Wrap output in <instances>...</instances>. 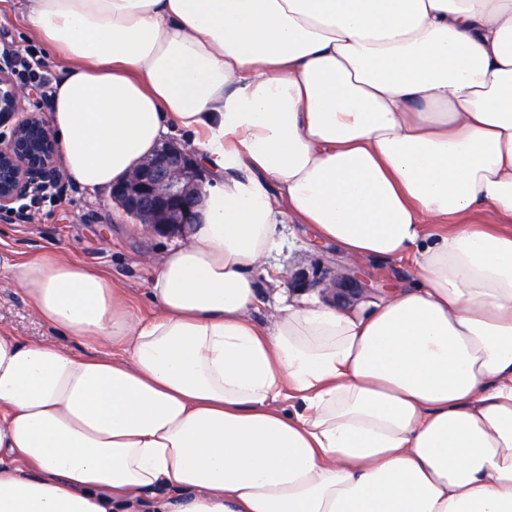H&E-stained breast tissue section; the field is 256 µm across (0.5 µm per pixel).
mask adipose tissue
Wrapping results in <instances>:
<instances>
[{
    "label": "adipose tissue",
    "mask_w": 512,
    "mask_h": 512,
    "mask_svg": "<svg viewBox=\"0 0 512 512\" xmlns=\"http://www.w3.org/2000/svg\"><path fill=\"white\" fill-rule=\"evenodd\" d=\"M11 2L63 64L81 188L173 124L212 186L149 320L55 246L0 247V281L107 349L0 330V512H512V229L468 221L512 218V0ZM294 222L415 279L256 322Z\"/></svg>",
    "instance_id": "adipose-tissue-1"
}]
</instances>
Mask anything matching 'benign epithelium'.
<instances>
[{
  "mask_svg": "<svg viewBox=\"0 0 512 512\" xmlns=\"http://www.w3.org/2000/svg\"><path fill=\"white\" fill-rule=\"evenodd\" d=\"M14 51H0V216L13 205L60 178L59 144L43 113L30 110L16 91L11 62ZM205 178L191 150L164 142L124 182L112 199L130 217L164 235L181 234L201 219ZM325 286L336 297L372 293L375 288L357 271L315 270L294 275L292 287Z\"/></svg>",
  "mask_w": 512,
  "mask_h": 512,
  "instance_id": "obj_1",
  "label": "benign epithelium"
}]
</instances>
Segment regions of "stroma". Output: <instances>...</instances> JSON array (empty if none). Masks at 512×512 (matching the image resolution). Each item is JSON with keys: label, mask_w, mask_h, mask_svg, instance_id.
<instances>
[{"label": "stroma", "mask_w": 512, "mask_h": 512, "mask_svg": "<svg viewBox=\"0 0 512 512\" xmlns=\"http://www.w3.org/2000/svg\"><path fill=\"white\" fill-rule=\"evenodd\" d=\"M0 46L17 52H33L49 81H56L61 64L11 7L0 4ZM136 220L126 215L110 195L82 190L78 185L65 188L62 200H42L29 211L27 219L11 217L0 221V241L27 260L55 245L68 257L107 273L124 288L133 312L152 317L156 309L147 296L152 269L143 255L161 256L175 241L174 236L136 233ZM335 247L319 243L302 225L288 227V243L269 260L275 278L259 274L260 302L254 313L264 321L270 305L291 294L288 274L314 266L331 268L340 264ZM0 327L25 339L54 343L82 355L98 353V345L65 336L37 317L20 289L0 282Z\"/></svg>", "instance_id": "35a3bbf8"}]
</instances>
